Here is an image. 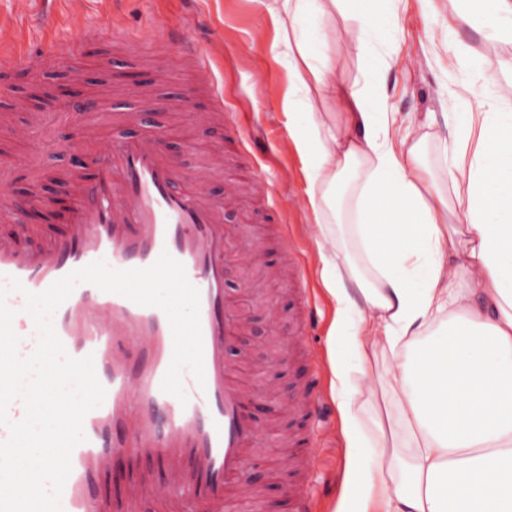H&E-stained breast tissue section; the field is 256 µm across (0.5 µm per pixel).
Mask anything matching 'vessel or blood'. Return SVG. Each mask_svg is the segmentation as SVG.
<instances>
[{"label": "vessel or blood", "instance_id": "vessel-or-blood-1", "mask_svg": "<svg viewBox=\"0 0 512 512\" xmlns=\"http://www.w3.org/2000/svg\"><path fill=\"white\" fill-rule=\"evenodd\" d=\"M47 56L11 40L0 23V60L38 69ZM111 97L102 90L65 101L61 113L43 122V134L80 119L82 132L57 146L87 151L98 143L96 112ZM182 178L179 164L153 133L113 141L98 151L94 176L77 168L60 179V189L75 202L69 230L43 238L34 248L22 239L36 235V228L25 225L18 235L0 236V287L7 288L13 278L24 287L6 297L23 357L38 341L25 309L26 293H43L92 262L102 260L117 270L145 269L166 252L183 265L199 292L204 377L183 372L182 400L161 388L173 356L171 326L161 309L80 283L54 312L52 324L66 353L92 357L106 390L102 404L85 415V440L71 453L63 512H140L142 503L156 496L162 512H221L232 486L243 480V460L257 427L242 413L247 393L225 355L241 320L225 295L230 246L224 205L180 192ZM130 453L157 458L167 475L166 492L157 495L143 478L128 487L120 503L109 505L97 486L113 459Z\"/></svg>", "mask_w": 512, "mask_h": 512}]
</instances>
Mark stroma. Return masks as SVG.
<instances>
[{"instance_id": "35a3bbf8", "label": "stroma", "mask_w": 512, "mask_h": 512, "mask_svg": "<svg viewBox=\"0 0 512 512\" xmlns=\"http://www.w3.org/2000/svg\"><path fill=\"white\" fill-rule=\"evenodd\" d=\"M0 15L22 21L34 43L48 30L61 40L72 34L65 21L31 15L21 0H0ZM83 15L92 30L81 55L53 59L40 71L21 66L0 73V154L14 163L12 198L42 193L50 178L70 167L53 141L72 135L73 127L57 128L50 140L37 131L19 136L34 110L25 88L81 68L87 74L85 91L95 90L109 75L123 103L134 104L135 86L151 79L155 96L150 126L179 148L177 161L185 175L181 190L196 191L206 178L220 201L225 184H233L236 202L224 208L232 244L262 245L258 265L232 261L225 271L227 298L247 316L246 329L228 352L236 380L243 388L258 390L264 379L258 366H271L280 355L289 360L285 377L274 385L275 395L262 397L266 409L257 415L260 433L244 464L246 470L263 474L256 485L259 498L238 512H293V481L308 488L307 512H337L344 496L345 455L325 367L333 309L312 239L315 222L305 208L306 163L285 147L290 68L268 11L261 0H120L109 17L99 0H85ZM114 20L136 40L137 55L114 42ZM374 22L360 51L337 45L315 13H308L302 26L315 38L319 58L329 59L349 85L359 88L366 80L379 81L392 120V140H399L408 125L425 121L449 137L446 115L467 124L482 100L496 104L498 111L512 112V100L499 97L501 87L512 80V53L495 54L490 28L459 0H397L390 12L375 11ZM174 24L182 25L185 38L207 52L223 88L224 112L215 120H205L207 94L192 87L175 52L166 47L165 31ZM452 43L464 49L453 63L448 60ZM107 58L112 61L108 70L102 65ZM297 261L303 263L307 279L301 296L288 279L289 266ZM271 306L284 311L275 329L266 327L263 317ZM288 336L293 345L285 344ZM313 379L325 410L315 423L314 441L281 449L280 437L305 432L303 415L290 405Z\"/></svg>"}]
</instances>
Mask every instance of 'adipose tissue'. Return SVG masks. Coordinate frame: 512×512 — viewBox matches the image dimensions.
Listing matches in <instances>:
<instances>
[{
	"instance_id": "obj_1",
	"label": "adipose tissue",
	"mask_w": 512,
	"mask_h": 512,
	"mask_svg": "<svg viewBox=\"0 0 512 512\" xmlns=\"http://www.w3.org/2000/svg\"><path fill=\"white\" fill-rule=\"evenodd\" d=\"M266 7L296 78L288 107L304 115L289 139L311 162L306 207L334 305L326 367L354 512H512V113H484L467 165L465 128L448 141L412 124L391 141L383 90L337 77L301 24L310 11L341 15L335 40L360 44L369 0ZM357 448L371 449L375 472L359 470Z\"/></svg>"
}]
</instances>
